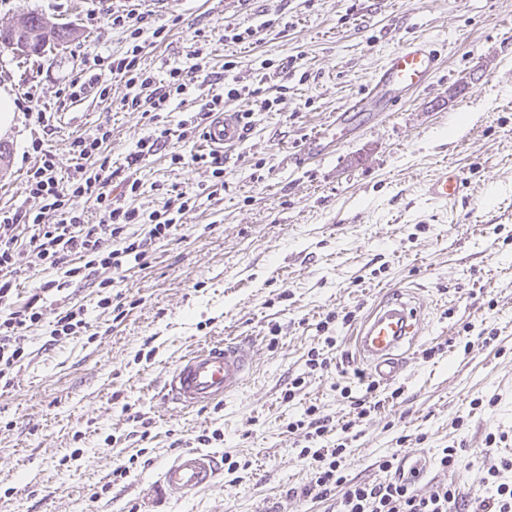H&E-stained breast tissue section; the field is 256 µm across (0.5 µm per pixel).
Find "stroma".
<instances>
[{"mask_svg": "<svg viewBox=\"0 0 512 512\" xmlns=\"http://www.w3.org/2000/svg\"><path fill=\"white\" fill-rule=\"evenodd\" d=\"M131 10L144 17L140 64L156 80L191 68L194 47L207 48L206 78L174 102L167 127L223 93L228 55L239 83L274 102L255 109L250 131L224 150L217 192L210 171L190 160L206 151L200 136L129 165L156 123L123 108V81L113 80L105 102L92 89L60 101L92 57L126 52L128 35L110 15ZM32 11L75 34L40 58L0 48V91L17 105L13 126L0 133L10 148L0 163V208L35 205L24 191L33 138H43L64 176L76 164L74 138L99 125L112 131L114 197L146 214L181 191L196 202L154 242L146 265L102 269L45 294L43 319L27 331L30 354L0 390V512H331L333 500L287 495L314 477L300 455L303 435L287 430L312 404L337 426L327 444L346 445L347 478L383 479L378 464L394 453L422 466L418 494L446 483L467 497L488 494V467L512 459V0H168L159 11L146 0H0V28ZM160 26L168 38L156 43ZM228 26L257 35L229 43ZM416 36L444 57L431 85L335 153L300 161L304 141ZM279 65L286 75L265 79ZM28 96L51 112L50 130L22 108ZM175 151L184 163H172ZM447 166L465 192L442 208L423 185ZM129 176L141 182L137 195L125 193ZM107 277L122 316L97 306L95 283ZM395 289L414 291L425 331L404 374L376 389L379 407L345 429L341 387L356 396L366 389L352 333ZM65 298L84 306L89 329L53 342ZM330 311L337 319L320 332ZM328 335L335 366L310 371L308 353ZM243 338L256 344V371L234 397L194 410L163 400V377L180 356ZM436 345L443 353L426 358ZM300 375L305 386L284 401ZM141 420L143 437L135 433ZM213 430L219 440L199 443ZM454 444L463 465L442 470L441 450ZM199 447L231 456L236 472L193 498L156 504L147 490L161 466ZM120 465L129 473L117 480Z\"/></svg>", "mask_w": 512, "mask_h": 512, "instance_id": "1", "label": "stroma"}]
</instances>
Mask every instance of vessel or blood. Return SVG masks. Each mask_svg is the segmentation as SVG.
Listing matches in <instances>:
<instances>
[{
  "mask_svg": "<svg viewBox=\"0 0 512 512\" xmlns=\"http://www.w3.org/2000/svg\"><path fill=\"white\" fill-rule=\"evenodd\" d=\"M441 53L423 38L404 42L388 55L369 81L365 92L315 137L306 140L304 158H319L335 151L362 130L375 116L425 87L439 71ZM236 113L212 120L204 131L205 142L224 150L241 138ZM465 185L455 170L445 168L429 178L425 194L433 201L451 205ZM424 321L408 291L384 299L356 333L358 356L374 379L394 381L404 369L403 350L422 335ZM255 368V346L249 340L210 343L181 357L165 374L163 398L183 409L206 407L224 401L245 383ZM220 462L216 455L199 449L185 451L166 463L148 493L157 500L187 499L210 490Z\"/></svg>",
  "mask_w": 512,
  "mask_h": 512,
  "instance_id": "vessel-or-blood-1",
  "label": "vessel or blood"
}]
</instances>
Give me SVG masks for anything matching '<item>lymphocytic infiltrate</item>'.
Wrapping results in <instances>:
<instances>
[{"label":"lymphocytic infiltrate","instance_id":"obj_1","mask_svg":"<svg viewBox=\"0 0 512 512\" xmlns=\"http://www.w3.org/2000/svg\"><path fill=\"white\" fill-rule=\"evenodd\" d=\"M142 14L132 11L113 14V24L125 27L131 46L125 55L110 59L106 70L88 75L85 81L73 80L67 86L66 98L80 100L87 88L99 87L100 98H107L106 86L110 77H118L133 88L132 96L124 98L127 108L150 107L154 112L168 111L171 103L184 94L192 81L206 68L204 46L195 47L196 63L192 70L169 69L162 86H155L152 76L140 67L143 51ZM112 137L104 125L92 132L77 136L72 151L78 160L74 172L59 177L53 154L42 140L31 143L34 163L26 171L24 190L35 202L28 210L0 209V383L11 385V372L27 359V328L41 322V295H33L20 307L11 302L17 277L36 268L52 269L65 282L85 278L96 268L116 271L130 265L143 264L150 245L167 237L174 224L171 211L189 208V193H177L168 201L165 213L143 215L138 210L114 199L107 186L112 180L109 159L105 154ZM93 204L100 214L96 224L85 220L86 204ZM148 223L143 237L128 234L132 224ZM289 432L303 431L306 441L301 456L311 458L316 465L315 476L304 496L328 499L340 495L337 512H455L466 504V512H512V484L500 479L503 470L512 463L490 466L489 477L497 479L496 492L490 496L476 495L462 501L454 485L443 484L427 495L414 491L411 480L395 471L392 459H383L379 467L386 477L376 482H354L343 474L341 463L345 447L319 446V439L332 430L328 418L317 416L315 406H308L301 419L288 422Z\"/></svg>","mask_w":512,"mask_h":512}]
</instances>
